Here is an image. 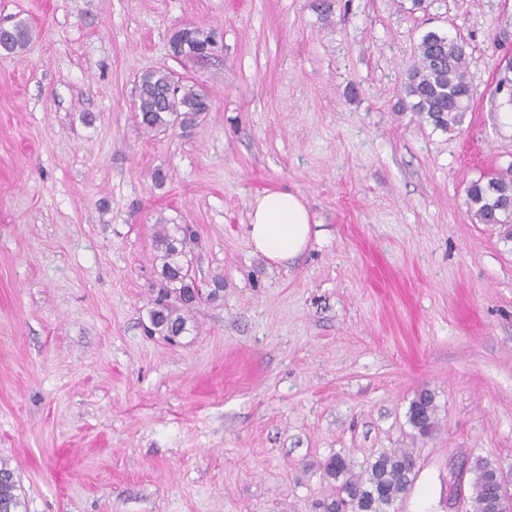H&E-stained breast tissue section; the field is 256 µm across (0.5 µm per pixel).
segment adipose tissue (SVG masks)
<instances>
[{"label":"adipose tissue","mask_w":512,"mask_h":512,"mask_svg":"<svg viewBox=\"0 0 512 512\" xmlns=\"http://www.w3.org/2000/svg\"><path fill=\"white\" fill-rule=\"evenodd\" d=\"M311 234V214L297 194L275 191L256 198L247 235L254 250L270 262L281 264L300 256Z\"/></svg>","instance_id":"obj_1"}]
</instances>
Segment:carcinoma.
Returning <instances> with one entry per match:
<instances>
[{
  "label": "carcinoma",
  "mask_w": 512,
  "mask_h": 512,
  "mask_svg": "<svg viewBox=\"0 0 512 512\" xmlns=\"http://www.w3.org/2000/svg\"><path fill=\"white\" fill-rule=\"evenodd\" d=\"M12 32L0 33V48L9 54H22L33 40V30L25 22L15 23ZM203 29L189 26L182 36L183 58L196 57ZM465 46L444 34L428 31L415 52L403 85L405 96L413 100L412 109L434 127L454 131L462 127L469 111L473 90L465 74ZM210 95L203 85L174 77L167 68L145 71L135 88L134 112L140 129L147 133L179 127L187 130L199 124L210 111ZM471 215L481 224L500 227L501 239L512 242V170L489 174L466 188ZM195 239L189 227L162 230L155 238L161 269L155 308L150 313L152 330L177 337L188 331V310L204 299L214 300L222 288V278L214 279L215 289L204 295L197 288L187 260V249ZM434 398L419 393L410 403L409 423L425 435L435 426ZM415 458L407 450L385 452L377 456L363 473L354 471L351 459L336 455L324 464V474L337 482L336 493L322 503V512H339L341 504L354 500L368 512H389L395 500L404 496L416 479ZM496 466L488 460L474 459L471 474L473 512H494L497 498ZM20 484L14 469L0 461V512H21Z\"/></svg>",
  "instance_id": "obj_1"
}]
</instances>
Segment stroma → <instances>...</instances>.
I'll return each instance as SVG.
<instances>
[{"mask_svg": "<svg viewBox=\"0 0 512 512\" xmlns=\"http://www.w3.org/2000/svg\"><path fill=\"white\" fill-rule=\"evenodd\" d=\"M330 13H323V4ZM0 458L27 512H318L333 455L407 448L395 512H469L460 467L512 481V243L466 187L512 167V0H0ZM214 30L176 62L179 26ZM466 46L473 98L448 132L402 86L427 31ZM203 84L190 131L143 134L134 82ZM289 191L308 249L275 264L246 232ZM190 224L216 300L150 332L158 223ZM423 390L432 435L408 422ZM16 29L12 32L0 33V45L8 54H22L33 40V30L26 22L13 24Z\"/></svg>", "mask_w": 512, "mask_h": 512, "instance_id": "35a3bbf8", "label": "stroma"}]
</instances>
